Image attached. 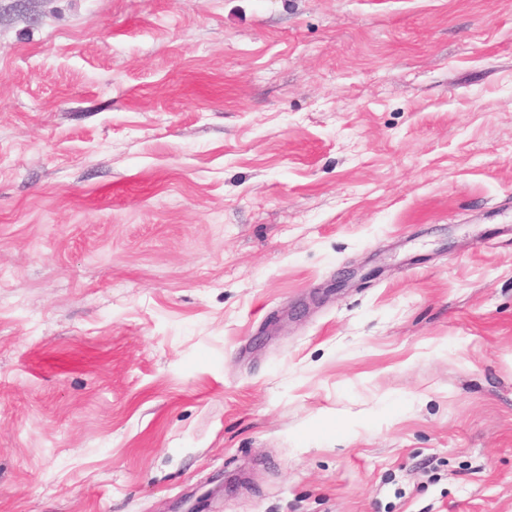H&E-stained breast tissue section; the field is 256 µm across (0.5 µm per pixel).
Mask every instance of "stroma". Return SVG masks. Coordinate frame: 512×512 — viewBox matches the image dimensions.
Listing matches in <instances>:
<instances>
[{"label": "stroma", "instance_id": "obj_1", "mask_svg": "<svg viewBox=\"0 0 512 512\" xmlns=\"http://www.w3.org/2000/svg\"><path fill=\"white\" fill-rule=\"evenodd\" d=\"M512 512V0H0V512Z\"/></svg>", "mask_w": 512, "mask_h": 512}]
</instances>
